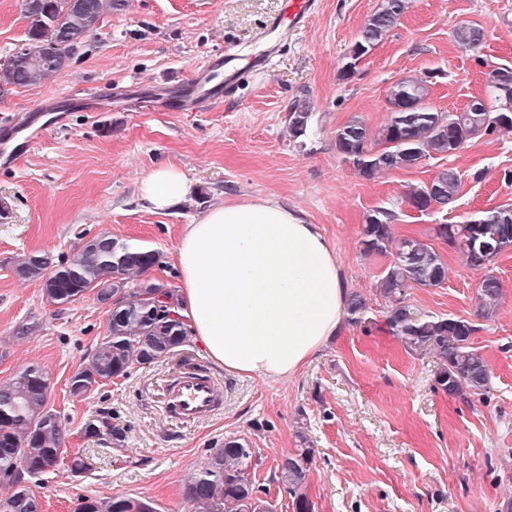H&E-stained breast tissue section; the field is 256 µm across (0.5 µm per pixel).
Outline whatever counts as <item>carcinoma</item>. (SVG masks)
<instances>
[{
	"mask_svg": "<svg viewBox=\"0 0 512 512\" xmlns=\"http://www.w3.org/2000/svg\"><path fill=\"white\" fill-rule=\"evenodd\" d=\"M409 0H381L364 22L359 39L349 52L341 76L350 78L360 60L401 22ZM121 0H25L30 20L27 42L0 67V89L37 85L67 67L68 46L85 41L104 15L120 9ZM454 40L475 49L484 32L460 25ZM495 72L487 74V97L472 99L461 111L440 112L429 101L427 81L405 77L386 94L389 115L372 129L360 117L336 131V151L358 174L373 180L393 171L411 169L426 159L454 154L472 139L494 133H512V99L508 105L488 110L486 102L498 98ZM311 116L309 106L299 101L288 112V128L298 138L305 134ZM426 186L412 188L406 203L421 212L448 207L457 201L461 175L453 167L439 170ZM396 214L378 207L365 215L361 245L367 254H385L391 261L376 281L375 290L385 301V322L411 351H432L439 361L435 383L451 396L465 400L490 392L491 370L474 347L472 336L480 330L474 320L451 315H426L412 305L409 290L434 288L448 278V265L428 242L416 237L394 236ZM435 237L460 251L473 269H485L506 248L512 247V203L481 210L462 224H438ZM159 263L154 250L130 246L105 236L101 243L81 244L65 262L58 264L45 253L33 252L17 265L25 279L41 282L51 305L76 301L89 291L102 295L108 304L107 333L91 358L70 380L76 397L93 393L114 378L130 374L135 365L163 361L187 341L188 329L181 318L170 314L178 307L177 290L145 279ZM502 287L494 275L484 276L476 297L475 316L491 319L497 310ZM368 309L366 298L350 294L348 313L355 322ZM50 378L38 366H28L10 381L0 384V475L15 486L0 498V512H41L42 505L24 477L39 480L46 462L58 466L62 453L63 424L49 404ZM253 456L251 441L229 437L210 453L207 462L185 483L184 498L193 512H274L263 497L266 489L248 473ZM26 461L25 474L14 473L18 460ZM311 452L299 448L277 464V483L292 498L293 512H313V502L301 492ZM78 512H158L151 499L114 497L108 501L84 498Z\"/></svg>",
	"mask_w": 512,
	"mask_h": 512,
	"instance_id": "carcinoma-1",
	"label": "carcinoma"
}]
</instances>
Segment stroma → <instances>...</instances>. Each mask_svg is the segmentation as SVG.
<instances>
[{
	"instance_id": "35a3bbf8",
	"label": "stroma",
	"mask_w": 512,
	"mask_h": 512,
	"mask_svg": "<svg viewBox=\"0 0 512 512\" xmlns=\"http://www.w3.org/2000/svg\"><path fill=\"white\" fill-rule=\"evenodd\" d=\"M380 2L317 0L269 71L243 77L236 98L210 112L158 111L155 92L191 77L206 57L255 51L257 32L284 0H125L68 68L0 94V132L44 100L76 101L16 164L0 163V383L28 365L44 368L66 453L89 465L76 476L64 462L33 483L43 512H76L81 498L115 496L153 499L159 512H191L186 479L233 436L251 441L248 471L267 486L275 512H292L275 471L282 455L299 448L311 451L302 490L314 512H502L512 500V249L483 272L433 233L435 225L512 201L505 182L512 134L475 138L458 153L374 181L343 162L335 145L337 129L353 117L374 128L385 122L386 92L401 78H429L430 99L443 112L484 94L491 69L512 67V0H412L400 24L342 78ZM463 24L486 31L478 49L455 42ZM29 27L23 0H0V64L25 44ZM298 99L309 100L311 118L295 139L288 110ZM160 164L183 170L196 190L165 213L139 193ZM445 167L461 174L454 206L409 207L408 187ZM266 198L321 226L346 288L368 301L362 320L345 322L340 336L288 378L229 375L191 339L165 361L73 396L69 379L105 336L107 309L90 292L67 305L47 303L39 281L15 274L19 260L46 252L63 261L81 237L106 233L157 251L160 263L148 276L174 286L184 225L217 203ZM380 205L395 211L396 236L430 242L448 264L442 285L411 290L419 311L472 319L484 275L500 280L498 310L473 337L492 371L487 398L465 402L443 392L435 357L409 351L386 326L374 285L390 259L360 247L364 216ZM196 367L220 385L223 403L205 421L173 422L168 391ZM102 420L121 438L110 429L85 435L89 422Z\"/></svg>"
}]
</instances>
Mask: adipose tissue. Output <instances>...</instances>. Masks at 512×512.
<instances>
[{
	"mask_svg": "<svg viewBox=\"0 0 512 512\" xmlns=\"http://www.w3.org/2000/svg\"><path fill=\"white\" fill-rule=\"evenodd\" d=\"M191 182L161 165L141 182L156 212ZM179 314L204 353L236 375L295 374L340 332L349 294L319 225L273 200L221 203L186 225L175 253Z\"/></svg>",
	"mask_w": 512,
	"mask_h": 512,
	"instance_id": "ef3b65f1",
	"label": "adipose tissue"
}]
</instances>
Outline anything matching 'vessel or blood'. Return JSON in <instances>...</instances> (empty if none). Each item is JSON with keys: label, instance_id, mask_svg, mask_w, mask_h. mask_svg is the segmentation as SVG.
<instances>
[{"label": "vessel or blood", "instance_id": "1", "mask_svg": "<svg viewBox=\"0 0 512 512\" xmlns=\"http://www.w3.org/2000/svg\"><path fill=\"white\" fill-rule=\"evenodd\" d=\"M316 6L315 0H285L278 15L267 20L257 35L258 42L265 48L249 57L246 70L261 73L270 67L275 56L288 45L287 34L305 24ZM235 54L207 58L195 71L193 78L186 83L164 87L161 94L162 110L173 106H189L199 112H208L223 105L224 101L235 97L241 70L235 69ZM33 116L17 119L14 128L26 132L33 125ZM35 142L28 136L18 147L0 152V159L6 164H14L25 155ZM222 399L216 382L209 375L191 371L170 392L168 405L170 416L179 423H193L209 418Z\"/></svg>", "mask_w": 512, "mask_h": 512}]
</instances>
